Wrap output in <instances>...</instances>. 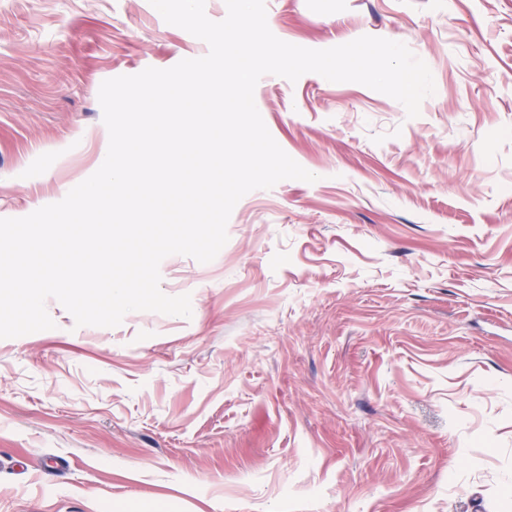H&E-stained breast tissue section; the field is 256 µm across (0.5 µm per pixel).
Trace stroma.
<instances>
[{
	"mask_svg": "<svg viewBox=\"0 0 512 512\" xmlns=\"http://www.w3.org/2000/svg\"><path fill=\"white\" fill-rule=\"evenodd\" d=\"M279 39L406 44L418 117L316 73L254 100L315 175L235 205L192 316L0 339V512H512V0H265ZM209 46L149 0H0V218L109 144L103 81Z\"/></svg>",
	"mask_w": 512,
	"mask_h": 512,
	"instance_id": "35a3bbf8",
	"label": "stroma"
}]
</instances>
